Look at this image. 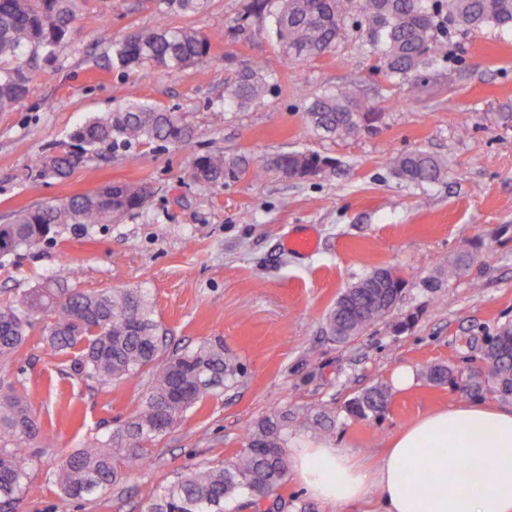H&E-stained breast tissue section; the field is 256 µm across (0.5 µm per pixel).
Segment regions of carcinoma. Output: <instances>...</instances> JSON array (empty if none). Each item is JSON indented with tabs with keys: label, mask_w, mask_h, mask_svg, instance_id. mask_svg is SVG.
I'll list each match as a JSON object with an SVG mask.
<instances>
[{
	"label": "carcinoma",
	"mask_w": 512,
	"mask_h": 512,
	"mask_svg": "<svg viewBox=\"0 0 512 512\" xmlns=\"http://www.w3.org/2000/svg\"><path fill=\"white\" fill-rule=\"evenodd\" d=\"M207 0H158L162 15L197 14ZM83 0H0V111L18 104L33 77L68 41L79 19ZM274 6V36L280 50L300 61H314L335 49L348 27H356L364 52L377 62L388 81L417 90L441 76L437 69L440 43L450 29L463 32L492 25L512 31V0H264ZM213 36L192 27L138 29L113 42L119 64L158 67L177 73L202 61ZM271 73L261 62L237 69L224 85V106L246 108L270 91ZM304 117L311 129L327 137L348 136L358 126L371 128L379 119L375 106L363 103L347 85L334 91L305 94ZM195 129L179 112L128 100L123 108L91 118L71 135L78 151L40 157L45 174L67 176L88 154L106 147L114 152L135 145L162 143L188 147ZM326 159L308 151L280 153L258 162L244 153L213 151L195 157L193 181L204 184L276 179L297 183L315 176ZM392 174L415 184H431L448 173L447 163L425 150L399 153L388 161ZM149 208L146 188L124 182L39 205L0 224V261L21 249L52 241L68 227L110 224L127 212ZM368 273L340 294L325 315V331L348 343L383 322L399 304L404 281L385 268ZM46 279L0 306V360L8 361L33 332L36 320L48 318L46 341L58 353H76L74 369L86 378L108 383L139 378L144 392L137 412L110 434L86 447L58 452L52 476L63 499L98 493L116 482L120 465L147 460V447L181 422L213 385L237 374L224 359V346L204 342L169 355L159 334L155 311L138 288H105L88 293L75 282ZM482 358L488 378L475 379L476 394L490 384L504 398L497 374L512 370V323H504L484 339ZM452 375L446 365L424 371L433 385ZM391 389L376 383L353 397L351 415H381ZM296 416L288 410L262 418L246 435V448L227 464L189 470L158 489L146 512H226V504L246 493L260 506L285 481L288 428ZM40 428L29 401L11 383L0 380V502L11 504L33 494L30 466L37 453Z\"/></svg>",
	"instance_id": "cac0c4a2"
}]
</instances>
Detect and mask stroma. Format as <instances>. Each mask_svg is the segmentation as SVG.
Here are the masks:
<instances>
[{
    "instance_id": "obj_1",
    "label": "stroma",
    "mask_w": 512,
    "mask_h": 512,
    "mask_svg": "<svg viewBox=\"0 0 512 512\" xmlns=\"http://www.w3.org/2000/svg\"><path fill=\"white\" fill-rule=\"evenodd\" d=\"M254 0H209L199 15L159 16L156 0H85L71 38L47 63L28 96L0 112V223L37 203L86 193L112 181L141 184L149 210L89 230L68 228L50 245L0 263V303L45 277L82 271L88 291L139 288L152 299L168 351L219 341L238 368L234 381L157 439L146 464L124 467L107 490L62 502L51 454L38 456L32 478L41 491L12 512H144L154 492L200 464L232 461L246 433L277 409L298 414L292 438L321 439L309 412L330 417V444L378 464L388 439L418 416L470 397L471 376L484 373L483 338L512 322V32L488 26L440 51L441 82L412 98L408 86L377 73L356 31L314 62L286 58L272 17ZM192 26L213 35L206 58L178 74L129 70L111 44L157 24ZM255 61L274 75L259 102L214 112L224 81ZM358 82L381 117L355 137L314 134L303 114V90L329 91ZM137 101L184 113L196 136L189 147L138 145L86 158L69 176L40 173L35 161L71 150L73 129L122 106L126 86ZM470 115L467 134L458 113ZM261 158L314 151L330 160L298 183L243 179L206 187L189 175L192 159L215 149ZM422 149L448 164L440 182L417 187L395 178L391 155ZM314 231L308 253L289 237ZM479 256L442 287L426 282L472 243ZM406 282L399 306L341 347L323 331L338 294L373 267ZM447 365L448 383L432 385L422 370ZM409 366L415 384L396 390L380 417L360 420L346 409L363 389L390 383ZM0 377L24 393L54 448L76 450L135 414L140 379L103 384L75 372L73 358L33 332Z\"/></svg>"
}]
</instances>
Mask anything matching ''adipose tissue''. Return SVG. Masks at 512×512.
Listing matches in <instances>:
<instances>
[{"mask_svg": "<svg viewBox=\"0 0 512 512\" xmlns=\"http://www.w3.org/2000/svg\"><path fill=\"white\" fill-rule=\"evenodd\" d=\"M464 461L449 472L448 460ZM288 470L306 495L347 512H512V407L463 399L415 419L388 442L378 466L331 444L298 439Z\"/></svg>", "mask_w": 512, "mask_h": 512, "instance_id": "obj_1", "label": "adipose tissue"}]
</instances>
